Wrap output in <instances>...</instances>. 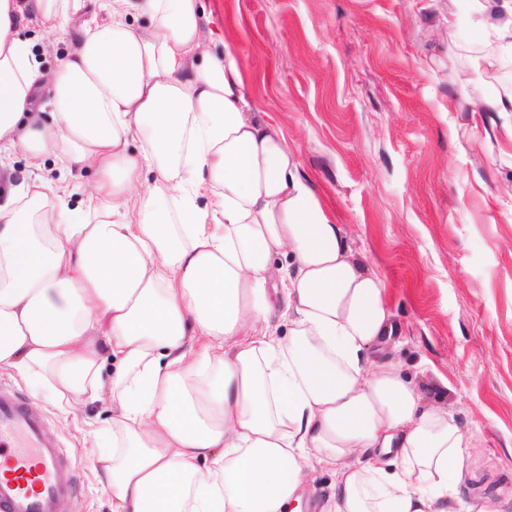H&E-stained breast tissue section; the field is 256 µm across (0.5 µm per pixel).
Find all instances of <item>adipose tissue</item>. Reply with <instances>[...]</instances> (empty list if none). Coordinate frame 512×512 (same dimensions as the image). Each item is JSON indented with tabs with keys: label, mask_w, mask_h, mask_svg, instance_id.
Wrapping results in <instances>:
<instances>
[{
	"label": "adipose tissue",
	"mask_w": 512,
	"mask_h": 512,
	"mask_svg": "<svg viewBox=\"0 0 512 512\" xmlns=\"http://www.w3.org/2000/svg\"><path fill=\"white\" fill-rule=\"evenodd\" d=\"M20 17L0 0V153L37 173L0 204V368L62 415L109 405L112 512H288L316 464L320 512H449L470 440L371 365L397 331L383 281L255 117L236 50L206 49L201 0H110L48 74ZM458 18L474 72L512 63V0ZM51 156L95 170L76 203ZM313 476L316 477V492L314 494H305L302 502H304L303 512H319V503L323 497L329 492L335 477L329 469H318Z\"/></svg>",
	"instance_id": "obj_1"
}]
</instances>
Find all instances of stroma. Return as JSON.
Here are the masks:
<instances>
[{"instance_id": "1", "label": "stroma", "mask_w": 512, "mask_h": 512, "mask_svg": "<svg viewBox=\"0 0 512 512\" xmlns=\"http://www.w3.org/2000/svg\"><path fill=\"white\" fill-rule=\"evenodd\" d=\"M18 26L44 71L88 19ZM204 42L238 51L252 109L277 128L380 274L398 332L384 346L472 446L451 512H512V112H475L512 65L475 77L451 0H203ZM76 469L72 512H112L90 466L91 405L64 422L39 404Z\"/></svg>"}]
</instances>
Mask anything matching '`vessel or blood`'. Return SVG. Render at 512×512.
<instances>
[{
  "label": "vessel or blood",
  "mask_w": 512,
  "mask_h": 512,
  "mask_svg": "<svg viewBox=\"0 0 512 512\" xmlns=\"http://www.w3.org/2000/svg\"><path fill=\"white\" fill-rule=\"evenodd\" d=\"M0 512H70L77 479L42 414L0 384Z\"/></svg>",
  "instance_id": "vessel-or-blood-1"
}]
</instances>
